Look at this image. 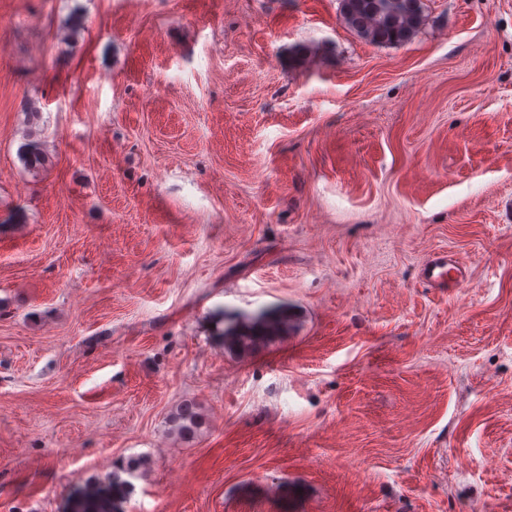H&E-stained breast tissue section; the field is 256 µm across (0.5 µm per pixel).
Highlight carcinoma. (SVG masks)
I'll use <instances>...</instances> for the list:
<instances>
[{"mask_svg":"<svg viewBox=\"0 0 512 512\" xmlns=\"http://www.w3.org/2000/svg\"><path fill=\"white\" fill-rule=\"evenodd\" d=\"M345 24L365 41L394 45L410 41L422 21V0H340ZM23 166L38 171L46 165L40 141L29 135L18 148ZM170 422L179 434L190 437L199 427V415L191 403L181 405Z\"/></svg>","mask_w":512,"mask_h":512,"instance_id":"cac0c4a2","label":"carcinoma"}]
</instances>
